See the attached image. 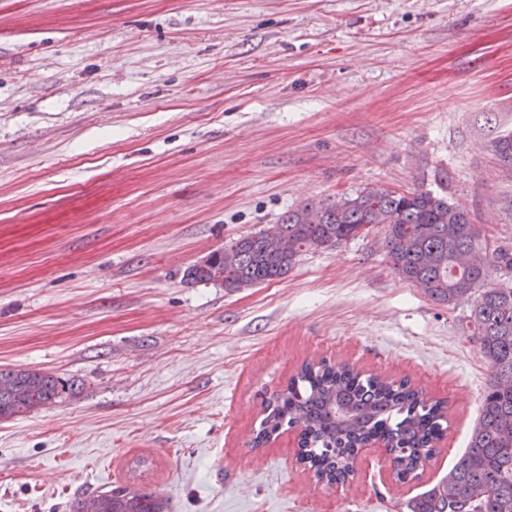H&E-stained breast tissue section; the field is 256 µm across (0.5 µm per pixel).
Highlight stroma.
I'll return each instance as SVG.
<instances>
[{
  "label": "stroma",
  "instance_id": "35a3bbf8",
  "mask_svg": "<svg viewBox=\"0 0 512 512\" xmlns=\"http://www.w3.org/2000/svg\"><path fill=\"white\" fill-rule=\"evenodd\" d=\"M512 0H0V368L73 394L0 421V512L116 485L167 512H408L491 375L473 300L400 280L382 232L240 292L186 269L308 201L420 189L512 246ZM447 402L419 479L369 447L342 484L299 431L250 440L307 362Z\"/></svg>",
  "mask_w": 512,
  "mask_h": 512
}]
</instances>
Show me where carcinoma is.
Masks as SVG:
<instances>
[{
  "label": "carcinoma",
  "mask_w": 512,
  "mask_h": 512,
  "mask_svg": "<svg viewBox=\"0 0 512 512\" xmlns=\"http://www.w3.org/2000/svg\"><path fill=\"white\" fill-rule=\"evenodd\" d=\"M498 161L512 167V135L492 142ZM383 229L384 247L400 279L424 288L437 304L475 296L467 325L481 343L492 375L468 447L443 480L407 504L409 512H512V286L491 282L512 271V246L492 250L469 213L429 191L366 189L331 203L307 202L288 212L279 228L294 248L281 254L263 233L240 237L213 251L211 262L189 267L195 282L228 292L253 288L291 270L301 252L333 247L368 227ZM22 384L20 396L0 392V420L29 413L72 392V384L29 369H0V386ZM251 443H267L283 425L300 429V460L315 478L344 483L356 449L376 440L390 448L398 479L417 474L444 435V403L430 401L406 380L364 377L345 365L307 363L283 390L265 400ZM72 512H165L152 493L116 486L79 498Z\"/></svg>",
  "instance_id": "obj_1"
}]
</instances>
